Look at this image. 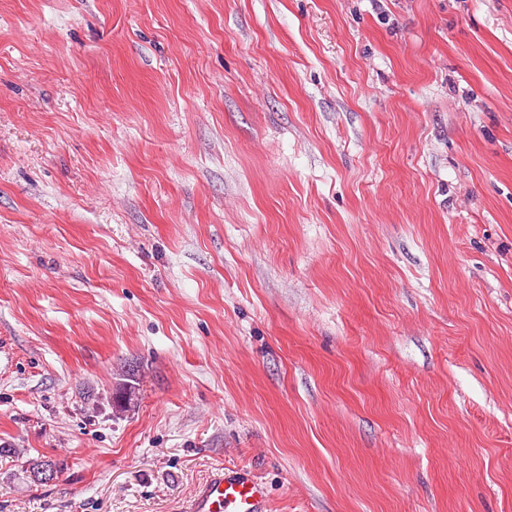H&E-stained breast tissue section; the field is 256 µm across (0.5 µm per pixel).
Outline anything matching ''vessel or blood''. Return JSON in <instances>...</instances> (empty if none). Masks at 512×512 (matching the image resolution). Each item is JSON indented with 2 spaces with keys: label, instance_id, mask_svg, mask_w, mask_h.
I'll return each instance as SVG.
<instances>
[{
  "label": "vessel or blood",
  "instance_id": "1",
  "mask_svg": "<svg viewBox=\"0 0 512 512\" xmlns=\"http://www.w3.org/2000/svg\"><path fill=\"white\" fill-rule=\"evenodd\" d=\"M265 484L241 468H227L194 496L189 512H269Z\"/></svg>",
  "mask_w": 512,
  "mask_h": 512
}]
</instances>
